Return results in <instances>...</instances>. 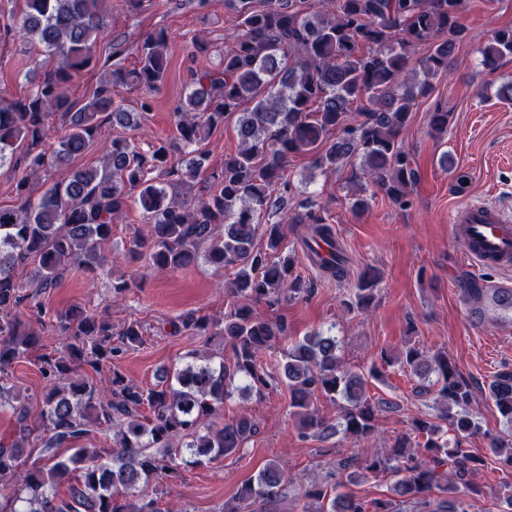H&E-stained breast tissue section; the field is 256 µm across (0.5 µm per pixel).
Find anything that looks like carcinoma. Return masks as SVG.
<instances>
[{"mask_svg":"<svg viewBox=\"0 0 512 512\" xmlns=\"http://www.w3.org/2000/svg\"><path fill=\"white\" fill-rule=\"evenodd\" d=\"M462 8L463 0H234L233 48L221 68L191 74L174 111L176 141L143 150L115 138L99 164L88 168L71 163L90 148L102 121L131 126L132 113L116 104L113 87L146 93L141 109H151L149 94L170 66L166 30L136 45L129 69L95 56L106 27L102 0H26L19 20L4 23L5 32L41 46L55 65L28 94L0 101V167L14 172L18 201L0 207V408H8L12 421L11 431L0 435V512H161L156 499L134 498L139 484L176 474L185 449L212 461L239 453L258 433L247 415L221 427L215 422L238 381L258 395L286 385L302 439L339 432L363 443L373 437L380 402L368 394L366 376L378 377L379 366L371 365L366 375L349 368L331 334L290 341L285 322L257 317L253 305L273 307L304 292L296 258L282 249L289 230L302 234L309 262L331 277L348 274L333 227L316 215L314 202L288 197L291 157L308 155L323 171L359 168L365 182L352 196L356 211L368 206L369 189L400 207L409 204L417 172L399 137L431 80L448 72L456 45L468 37ZM423 45L427 54L419 58ZM479 53L488 70L512 56V28L492 30ZM96 67L104 78L92 95L71 98L72 80ZM53 115L64 134L48 153L42 146ZM233 116L238 148L214 167L198 145ZM451 120L447 111L429 114L439 135ZM50 168L56 178L34 195V182ZM133 204L149 230L130 241L129 260L145 255L156 273L181 270L201 257L217 271L234 270L235 300L224 321L192 312L178 318L182 329L229 346L230 359L193 360L165 370L155 386L141 387L116 369L129 349L145 343L140 321L115 334L112 323L74 305L52 319L61 351L40 357L42 409L33 423L28 397L5 376L39 345L35 326H44L46 317L41 295L74 269L91 278L106 273L102 246ZM272 210L285 223L263 222ZM28 265L22 280L17 270ZM376 285L375 273L362 274L346 308L368 311ZM282 343V361L263 366L260 354ZM380 361L438 387L454 446L439 426L416 421L414 430L425 442L403 434L382 453L363 448L338 455L327 463V480L305 487L303 497L317 504L315 512H448L447 499L429 496L480 495L476 477L483 460L461 447V439L480 430L469 383L447 355L430 356L410 343L395 356L381 353ZM83 365L95 371L109 366L112 376L100 385L79 373ZM318 394L339 405L336 420L313 407ZM491 394L512 427L511 372L493 381ZM95 430L112 434L106 459L100 449L83 445ZM32 439L50 466H25ZM64 446L71 451L67 457L57 455ZM491 450L512 467L511 440L496 441ZM385 472L396 478V500L369 502L343 491ZM288 483L283 465L271 460L224 501L222 512H250L257 500L274 504Z\"/></svg>","mask_w":512,"mask_h":512,"instance_id":"carcinoma-1","label":"carcinoma"}]
</instances>
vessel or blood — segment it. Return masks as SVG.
I'll list each match as a JSON object with an SVG mask.
<instances>
[{
	"mask_svg": "<svg viewBox=\"0 0 512 512\" xmlns=\"http://www.w3.org/2000/svg\"><path fill=\"white\" fill-rule=\"evenodd\" d=\"M449 224L474 270L512 268V207L497 202L466 203L451 211ZM468 309L476 322L490 311L500 321L512 320V279L486 283L479 298L470 300Z\"/></svg>",
	"mask_w": 512,
	"mask_h": 512,
	"instance_id": "vessel-or-blood-1",
	"label": "vessel or blood"
}]
</instances>
